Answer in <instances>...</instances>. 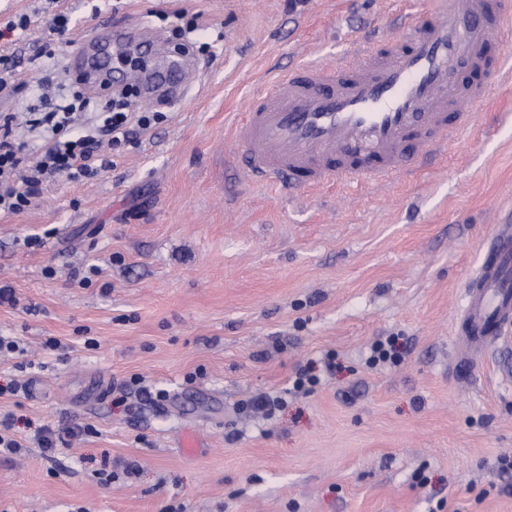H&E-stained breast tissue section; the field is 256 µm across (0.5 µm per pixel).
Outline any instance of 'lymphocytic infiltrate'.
Masks as SVG:
<instances>
[{
    "instance_id": "lymphocytic-infiltrate-1",
    "label": "lymphocytic infiltrate",
    "mask_w": 512,
    "mask_h": 512,
    "mask_svg": "<svg viewBox=\"0 0 512 512\" xmlns=\"http://www.w3.org/2000/svg\"><path fill=\"white\" fill-rule=\"evenodd\" d=\"M31 37V17L20 13L0 27V91L19 90L25 81L18 68L17 44ZM164 112L137 111L111 89L96 96L59 94L47 111L28 115L44 140L31 147L14 134V115L0 114V214L29 208L43 188L59 179L90 180L111 164L110 150L133 142L165 121Z\"/></svg>"
}]
</instances>
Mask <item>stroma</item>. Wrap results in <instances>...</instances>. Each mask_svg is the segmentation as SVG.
<instances>
[{"mask_svg":"<svg viewBox=\"0 0 512 512\" xmlns=\"http://www.w3.org/2000/svg\"><path fill=\"white\" fill-rule=\"evenodd\" d=\"M70 2L58 40L34 0H0V23L33 14L56 53L28 84L72 81L106 22L170 48L194 21L223 52L112 167L0 215L16 298L0 336L24 349L0 355V418L22 443L0 455V512H512V386L494 350L454 369L462 290L512 212V79L436 164L291 193L240 171L237 118L279 70L331 61L344 30L388 28L387 0ZM389 336L395 360L369 362ZM308 366L319 384L294 391ZM259 392L285 407L238 411ZM46 425L84 431L49 458L32 440Z\"/></svg>","mask_w":512,"mask_h":512,"instance_id":"stroma-1","label":"stroma"}]
</instances>
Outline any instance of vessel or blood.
I'll return each mask as SVG.
<instances>
[{
	"mask_svg": "<svg viewBox=\"0 0 512 512\" xmlns=\"http://www.w3.org/2000/svg\"><path fill=\"white\" fill-rule=\"evenodd\" d=\"M512 0H394L390 20L408 42L349 31L330 63L303 62L273 78L239 126L236 154L247 177L262 186L310 191L330 180L359 186L389 177L410 153L428 158L469 125L488 88L461 87L460 69L498 80L505 61L485 53L506 40ZM150 29L103 24L73 53L88 84L112 74L120 53L143 54ZM197 65L178 54L144 72L149 93L190 87ZM459 341L471 351L512 339V224L500 225L467 284Z\"/></svg>",
	"mask_w": 512,
	"mask_h": 512,
	"instance_id": "obj_1",
	"label": "vessel or blood"
}]
</instances>
